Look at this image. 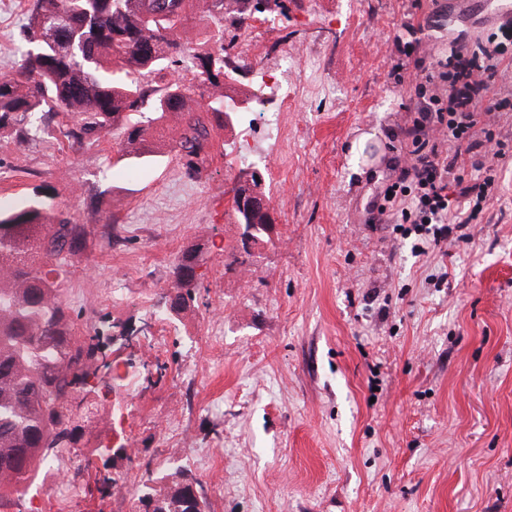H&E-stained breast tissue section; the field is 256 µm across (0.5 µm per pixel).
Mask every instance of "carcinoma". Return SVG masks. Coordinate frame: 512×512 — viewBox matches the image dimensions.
<instances>
[{
    "label": "carcinoma",
    "instance_id": "1",
    "mask_svg": "<svg viewBox=\"0 0 512 512\" xmlns=\"http://www.w3.org/2000/svg\"><path fill=\"white\" fill-rule=\"evenodd\" d=\"M251 0H35L23 28L22 63L0 73V131L51 134L60 113L69 123L59 133L76 143L119 124L120 157L138 162L156 153L174 116L181 129L171 148L190 175L202 173L212 133L245 121L264 103L256 92L242 96L248 107L224 123L228 90L224 65L211 45L227 51L228 28L244 29ZM198 19L192 34L188 13ZM158 14L160 20L146 15ZM194 48L197 70L187 77L179 56ZM160 84L147 89L139 76ZM35 190L25 201L0 205V509L36 484L44 468L64 457L72 463L74 492L91 460L80 442L99 416L100 390L89 378L109 370L100 331H78L66 303L68 268L57 259L66 248L77 255L85 226L72 207ZM178 316L193 300V279L178 267L171 291ZM137 491L152 512H206V503L184 471L159 476L149 469Z\"/></svg>",
    "mask_w": 512,
    "mask_h": 512
}]
</instances>
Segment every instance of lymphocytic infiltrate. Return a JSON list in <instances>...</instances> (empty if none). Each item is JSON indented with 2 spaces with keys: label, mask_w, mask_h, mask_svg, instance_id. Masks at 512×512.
I'll list each match as a JSON object with an SVG mask.
<instances>
[{
  "label": "lymphocytic infiltrate",
  "mask_w": 512,
  "mask_h": 512,
  "mask_svg": "<svg viewBox=\"0 0 512 512\" xmlns=\"http://www.w3.org/2000/svg\"><path fill=\"white\" fill-rule=\"evenodd\" d=\"M512 45V21L491 34L487 44L468 50L452 43L447 61L427 63L416 49L405 50L396 73H421L410 124L398 133L409 145L396 176L388 178L370 210L373 224H391L412 238L415 251L447 241L452 227L472 223L492 191L495 163L506 155L507 140L492 131L477 135L485 114L512 108V101H494L501 57ZM480 171L465 179L464 167Z\"/></svg>",
  "instance_id": "1"
}]
</instances>
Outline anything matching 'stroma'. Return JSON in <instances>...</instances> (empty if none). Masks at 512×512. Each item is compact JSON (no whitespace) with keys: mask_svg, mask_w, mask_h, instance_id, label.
Listing matches in <instances>:
<instances>
[{"mask_svg":"<svg viewBox=\"0 0 512 512\" xmlns=\"http://www.w3.org/2000/svg\"><path fill=\"white\" fill-rule=\"evenodd\" d=\"M33 0H0V71L21 62ZM229 51L238 87L265 82L277 113L216 135L206 168L174 151L115 162L121 128L76 144L0 132V202L55 191L88 230L67 302L81 330L150 325L112 354V397L86 432L109 456L111 496L53 486L54 463L10 512H135L143 465L181 467L208 512H512V157L462 233L417 257L367 209L403 154L393 135L413 89L390 76L399 45L427 60L498 21L467 0H283ZM382 155L358 171L352 142ZM274 226L244 245L232 210L246 168ZM196 259L195 299L165 296ZM165 364L153 383L147 369Z\"/></svg>","mask_w":512,"mask_h":512,"instance_id":"1","label":"stroma"}]
</instances>
